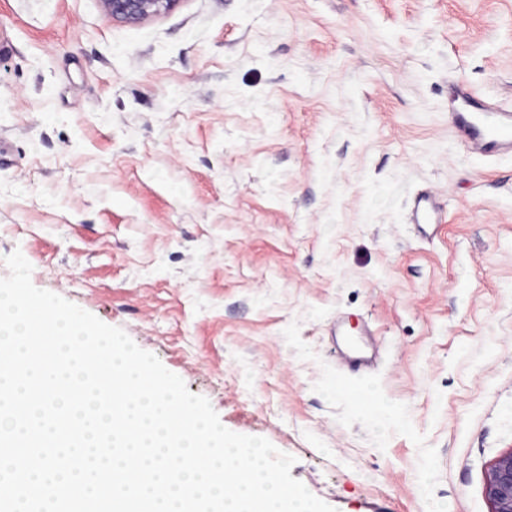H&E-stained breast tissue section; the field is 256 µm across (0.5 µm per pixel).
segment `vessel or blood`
Returning <instances> with one entry per match:
<instances>
[{
    "instance_id": "obj_1",
    "label": "vessel or blood",
    "mask_w": 512,
    "mask_h": 512,
    "mask_svg": "<svg viewBox=\"0 0 512 512\" xmlns=\"http://www.w3.org/2000/svg\"><path fill=\"white\" fill-rule=\"evenodd\" d=\"M448 120L458 135L477 153H512V111L492 106L462 85L448 88ZM412 217L418 224L439 221L436 207L429 196L415 199Z\"/></svg>"
}]
</instances>
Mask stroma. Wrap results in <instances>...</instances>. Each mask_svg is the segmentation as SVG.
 Masks as SVG:
<instances>
[{
  "label": "stroma",
  "mask_w": 512,
  "mask_h": 512,
  "mask_svg": "<svg viewBox=\"0 0 512 512\" xmlns=\"http://www.w3.org/2000/svg\"><path fill=\"white\" fill-rule=\"evenodd\" d=\"M452 82L512 106V0H180L133 26L0 0V259L337 512H492L512 155L466 147ZM412 217L416 224H439V216L432 199L428 195L417 197L412 207Z\"/></svg>",
  "instance_id": "obj_1"
}]
</instances>
